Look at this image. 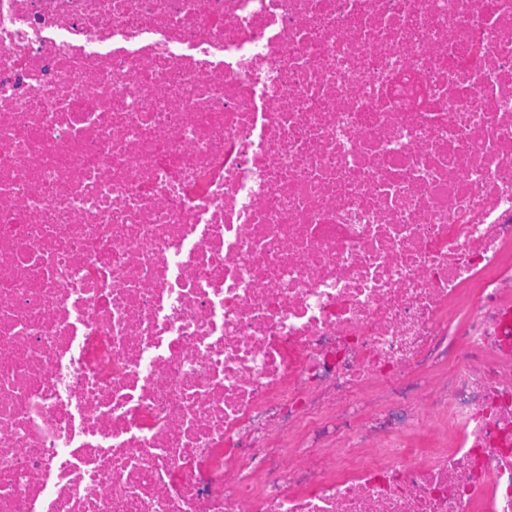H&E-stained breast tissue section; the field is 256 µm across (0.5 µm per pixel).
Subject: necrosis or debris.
<instances>
[{"instance_id":"1","label":"necrosis or debris","mask_w":512,"mask_h":512,"mask_svg":"<svg viewBox=\"0 0 512 512\" xmlns=\"http://www.w3.org/2000/svg\"><path fill=\"white\" fill-rule=\"evenodd\" d=\"M512 0H0V512H512Z\"/></svg>"}]
</instances>
